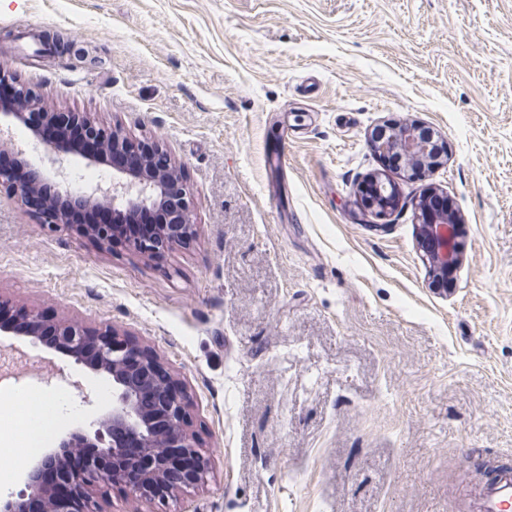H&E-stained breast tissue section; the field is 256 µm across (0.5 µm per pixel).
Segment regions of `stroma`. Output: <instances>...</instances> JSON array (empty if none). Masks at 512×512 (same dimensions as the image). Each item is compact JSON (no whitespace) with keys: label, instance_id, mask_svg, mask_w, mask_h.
Wrapping results in <instances>:
<instances>
[{"label":"stroma","instance_id":"stroma-1","mask_svg":"<svg viewBox=\"0 0 512 512\" xmlns=\"http://www.w3.org/2000/svg\"><path fill=\"white\" fill-rule=\"evenodd\" d=\"M62 111L156 139L196 236L163 259L40 224L0 187V300L113 326L183 382L207 482L104 512H475L512 467V0H0V65ZM431 129L442 167H388L380 125ZM288 136L286 168L265 154ZM397 203L377 230L359 191ZM451 201L465 257L431 287L417 204ZM0 353L57 395L43 350ZM45 440L112 405L110 380Z\"/></svg>","mask_w":512,"mask_h":512}]
</instances>
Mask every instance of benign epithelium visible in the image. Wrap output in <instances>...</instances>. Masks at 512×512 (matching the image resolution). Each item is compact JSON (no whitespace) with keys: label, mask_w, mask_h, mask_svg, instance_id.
I'll return each instance as SVG.
<instances>
[{"label":"benign epithelium","mask_w":512,"mask_h":512,"mask_svg":"<svg viewBox=\"0 0 512 512\" xmlns=\"http://www.w3.org/2000/svg\"><path fill=\"white\" fill-rule=\"evenodd\" d=\"M36 110L48 122L49 131L28 127L33 140L44 147L40 162L31 163L20 156L21 167L34 171V178L19 182L14 174L0 168V187L27 202L43 190L53 188V198L37 209L41 223H66L67 208L112 206V226L88 224L79 233L99 248L110 251L124 247L148 259L164 256L176 246L186 245L193 236L190 222L191 190L171 166L159 168L151 162V153L161 147L147 143L143 164L136 168H112V180L106 184L88 183L74 187L71 159L84 167L108 163L102 153H87L78 145H64L68 127L81 123L92 139H106L112 149L128 139L118 129L88 120L79 112H58L42 98L20 89L17 102L0 100V122L26 126V112ZM381 152L394 151L419 169L442 166L441 155L430 139L413 125L393 127L388 135L377 131L372 140ZM162 209L167 223L156 233L136 242L121 237L123 222L136 211ZM461 225L453 215L443 221L422 226L420 245L429 264L431 286L447 289L452 273L462 261L464 244ZM12 307L0 300V335L27 339L40 344L48 355L53 376L68 382L85 406L95 405L96 395L79 379L65 372L54 358L65 356L75 364L112 380V408L90 422V429L80 426L60 439L30 465L24 490L0 499V512H103L90 504L91 488L96 484L116 485L146 500L163 501L174 492L199 485L207 472L208 461L200 450V441L192 430L191 405L186 390L163 369L151 352L129 346L125 334L107 327L91 332L75 321H51L44 314L23 311L24 318L11 321L5 317ZM164 436L165 450L157 449L158 437ZM133 442L140 454L133 457L124 448ZM96 448L99 454L86 460L82 486L75 495L64 486L77 480L68 467L71 450Z\"/></svg>","instance_id":"benign-epithelium-1"}]
</instances>
